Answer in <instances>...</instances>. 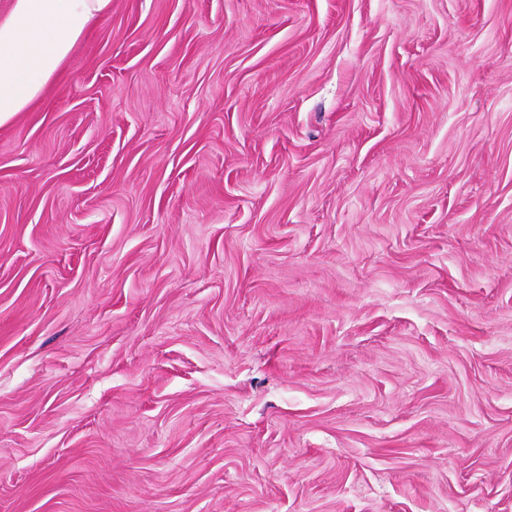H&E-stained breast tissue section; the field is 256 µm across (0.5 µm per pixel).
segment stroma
I'll return each mask as SVG.
<instances>
[{
	"label": "stroma",
	"mask_w": 512,
	"mask_h": 512,
	"mask_svg": "<svg viewBox=\"0 0 512 512\" xmlns=\"http://www.w3.org/2000/svg\"><path fill=\"white\" fill-rule=\"evenodd\" d=\"M0 512H512V0H112L0 126Z\"/></svg>",
	"instance_id": "1"
}]
</instances>
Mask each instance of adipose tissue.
<instances>
[{"instance_id":"ef3b65f1","label":"adipose tissue","mask_w":512,"mask_h":512,"mask_svg":"<svg viewBox=\"0 0 512 512\" xmlns=\"http://www.w3.org/2000/svg\"><path fill=\"white\" fill-rule=\"evenodd\" d=\"M112 0H9L0 11V126L44 93Z\"/></svg>"}]
</instances>
